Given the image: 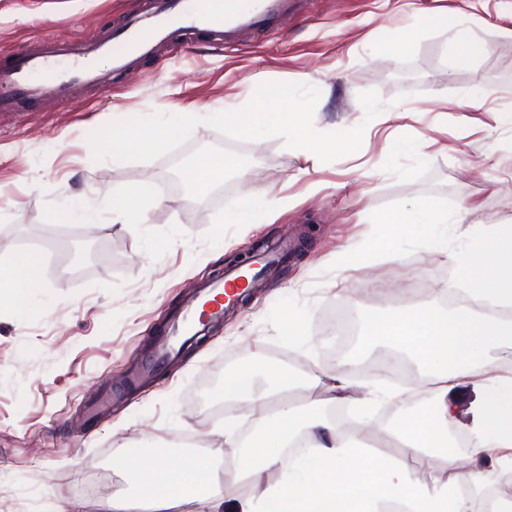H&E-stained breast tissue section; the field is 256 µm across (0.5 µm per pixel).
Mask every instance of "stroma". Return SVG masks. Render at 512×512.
<instances>
[{
  "mask_svg": "<svg viewBox=\"0 0 512 512\" xmlns=\"http://www.w3.org/2000/svg\"><path fill=\"white\" fill-rule=\"evenodd\" d=\"M146 0H0V56L25 52L52 35L65 43L105 37ZM431 15L463 20L482 46L469 66L452 65L454 32L430 27ZM400 52L388 48L402 34ZM320 89L314 122L335 131L365 124L361 149L325 163L281 139L233 142L210 125L149 162H93L88 136L114 119L154 112H221L244 106L264 83ZM473 88L492 94L461 110ZM376 91L384 112L364 122L360 93ZM512 0H294L280 27L242 42L180 35L155 59L105 89L0 112V263L18 252L43 258L42 295L25 314L0 303V512H110L108 494L77 499L76 490L107 470L121 492L134 486L118 460L156 444L181 455L191 435L207 449L225 420L253 425L242 412L212 414L224 402V362L259 359L266 387L276 373L306 379L342 371L359 389H424L418 365L392 380L342 364L343 337L326 335L329 310L365 320L396 304L444 315L455 304L439 291L465 270L452 253L500 224L512 225ZM427 140L425 156L386 146ZM234 155L247 178L228 171L198 193L174 174L199 154ZM151 181L159 199L138 223L116 224L108 201L126 185ZM286 200L274 218L228 224L246 195ZM70 197L103 211L94 226L63 224L53 213ZM430 202L438 212L466 206V225H441L439 249L381 212ZM283 242L287 261L265 273L248 300L225 313L206 340L167 368L142 378L141 366L173 314L212 285L241 255ZM299 319L288 335L285 316ZM395 400L374 398L366 412L342 405L335 416L372 443L397 416ZM483 469L500 500L512 501V466L472 462L458 449L452 471L470 500Z\"/></svg>",
  "mask_w": 512,
  "mask_h": 512,
  "instance_id": "stroma-1",
  "label": "stroma"
}]
</instances>
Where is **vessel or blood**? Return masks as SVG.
Here are the masks:
<instances>
[{
	"label": "vessel or blood",
	"instance_id": "1",
	"mask_svg": "<svg viewBox=\"0 0 512 512\" xmlns=\"http://www.w3.org/2000/svg\"><path fill=\"white\" fill-rule=\"evenodd\" d=\"M291 0H148L146 8L125 26L101 40L68 45L53 36L41 38L21 55L0 57V112L14 108L18 100L34 104L48 98H64L81 86L101 88L113 76L129 72L142 59L159 55L183 30L207 32L238 43L258 29L274 27L287 15ZM73 57L71 70L52 75L49 82L35 81L34 73L50 69L60 56ZM196 318L185 309L170 323V336L157 346L154 363L172 357L176 343Z\"/></svg>",
	"mask_w": 512,
	"mask_h": 512
}]
</instances>
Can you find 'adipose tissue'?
I'll return each mask as SVG.
<instances>
[{"label": "adipose tissue", "mask_w": 512, "mask_h": 512, "mask_svg": "<svg viewBox=\"0 0 512 512\" xmlns=\"http://www.w3.org/2000/svg\"><path fill=\"white\" fill-rule=\"evenodd\" d=\"M234 158L203 153L184 174L200 191L237 168ZM154 199L143 181L112 197V217L124 224L140 220ZM467 270L466 292L502 309L512 308V225L470 244L460 259ZM41 258L27 253L0 266V299L23 312L42 293ZM512 344V322L476 316L469 306L441 316L414 307L373 314L361 346L383 347L408 354L431 368L426 397L415 400L407 415L385 430L396 437L405 455L418 458V468L386 460L355 444L335 419L310 415L288 403L273 404L275 395L296 383L288 373L276 375L265 391L255 388L251 373L225 383L224 393L246 402L260 429L249 441L234 430L224 432L205 455L170 459L160 448H142L123 456L121 468L137 491L113 497L112 512H166L171 504H193L197 512H222L229 489H239L236 512H468L454 478L441 464H454L456 441L449 424L461 387L481 394L477 427L467 437L472 458L512 449V363H497L484 348ZM231 457L234 470L222 473L209 460Z\"/></svg>", "instance_id": "ef3b65f1"}]
</instances>
